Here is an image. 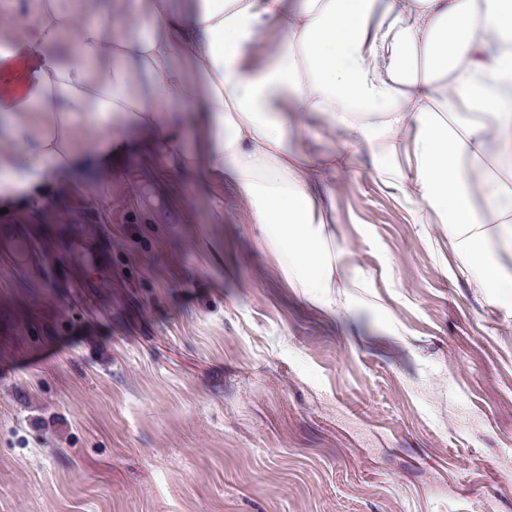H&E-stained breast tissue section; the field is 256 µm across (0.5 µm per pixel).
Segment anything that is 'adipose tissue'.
<instances>
[{"mask_svg": "<svg viewBox=\"0 0 512 512\" xmlns=\"http://www.w3.org/2000/svg\"><path fill=\"white\" fill-rule=\"evenodd\" d=\"M130 30L76 23L60 0H0V200L52 199L89 168L85 139L113 160L146 148L178 171L207 173L248 202L283 279L324 302L336 285L330 187L362 152L396 154L411 132V169L379 167L416 218L447 225L462 258L503 301L512 273L480 249L482 228L512 237V0H123ZM279 36L261 67L257 39ZM339 132L340 151L293 146L300 119ZM483 168V199L469 175Z\"/></svg>", "mask_w": 512, "mask_h": 512, "instance_id": "1", "label": "adipose tissue"}]
</instances>
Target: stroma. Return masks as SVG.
<instances>
[{"mask_svg":"<svg viewBox=\"0 0 512 512\" xmlns=\"http://www.w3.org/2000/svg\"><path fill=\"white\" fill-rule=\"evenodd\" d=\"M376 166L336 179L328 306L145 151L8 205L52 280L0 260V512H512V301Z\"/></svg>","mask_w":512,"mask_h":512,"instance_id":"35a3bbf8","label":"stroma"}]
</instances>
